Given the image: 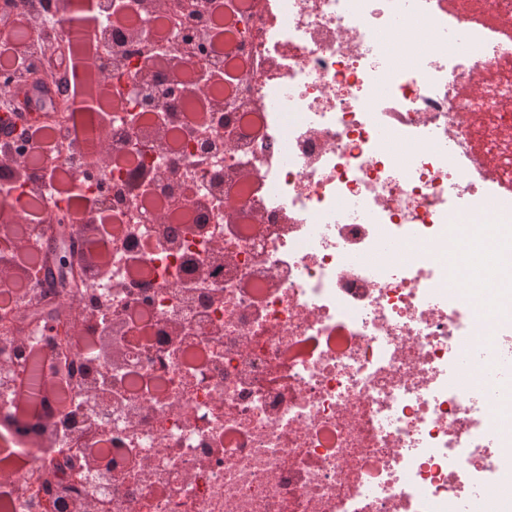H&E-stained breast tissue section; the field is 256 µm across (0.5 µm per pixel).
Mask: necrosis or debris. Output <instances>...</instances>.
I'll list each match as a JSON object with an SVG mask.
<instances>
[{
    "label": "necrosis or debris",
    "mask_w": 512,
    "mask_h": 512,
    "mask_svg": "<svg viewBox=\"0 0 512 512\" xmlns=\"http://www.w3.org/2000/svg\"><path fill=\"white\" fill-rule=\"evenodd\" d=\"M25 8L10 49L56 113L1 146L80 181L81 79L48 70L40 45L48 27L69 45L81 32L54 0ZM94 16L103 80L133 107L100 129L123 161L91 194L110 222L87 233L112 275L55 298L126 357L55 345L0 304L65 398L32 442L0 385V439L27 461L0 512H43V472L74 453L103 464L56 512H461L477 480L490 512H512L493 473L512 448V381L496 373L512 361V0H172L161 38L113 27L109 0ZM399 26L426 41L409 46ZM145 49L155 67L124 90L115 73ZM175 58L193 95L169 92L158 63ZM216 90L232 112L195 111ZM158 124L161 155L145 133ZM146 166L162 178L130 195ZM52 180L40 166L21 186L0 165V239H41ZM74 360L93 375L70 373Z\"/></svg>",
    "instance_id": "1"
}]
</instances>
